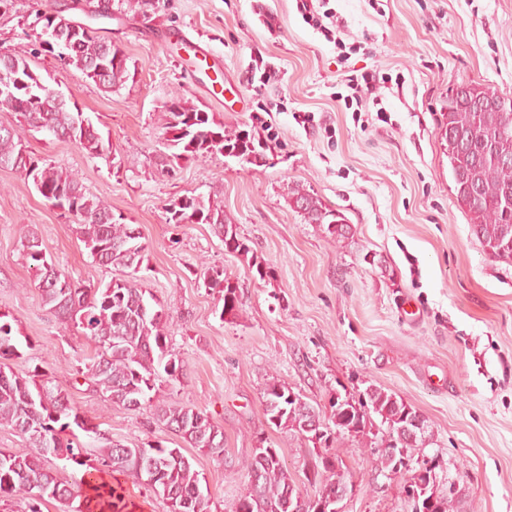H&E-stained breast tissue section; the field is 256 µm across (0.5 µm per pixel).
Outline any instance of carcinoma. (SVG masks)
I'll use <instances>...</instances> for the list:
<instances>
[{
    "instance_id": "carcinoma-1",
    "label": "carcinoma",
    "mask_w": 512,
    "mask_h": 512,
    "mask_svg": "<svg viewBox=\"0 0 512 512\" xmlns=\"http://www.w3.org/2000/svg\"><path fill=\"white\" fill-rule=\"evenodd\" d=\"M122 51L99 35L95 28L83 33L65 46L47 49L67 66L82 72L106 92L116 91L134 77L127 66L112 64V55ZM37 49L12 50L7 61L0 60L20 79L17 86L21 108L19 128L0 127V168L27 172L20 158L23 140L20 129L42 126L48 134L65 139L92 157L107 155L110 145L90 117L70 111L59 101L45 77L35 80L32 58ZM450 95L442 113V122L457 123L469 137L465 154L448 152V166L455 197L463 192L458 175H466L478 188V198L468 206L471 227L484 250L494 260L512 264V161L502 163L496 156L503 151L512 153V139L505 140V129L512 130V109H492L485 112H461L458 101ZM165 150L156 154L153 166L163 176H171L182 162L207 159L218 155L235 156L254 166L265 159L262 143L248 130L228 131L208 112L189 103L175 91L164 106ZM35 166L44 191L40 195L49 203L65 202L62 213L74 225L78 240L98 265L122 272L98 288H84L63 273L43 253L42 242L33 226L20 229L21 255L35 273L34 285L43 305L58 317L76 324L84 336L96 344L93 357L77 369L93 392L103 400L127 410H137L155 404L158 424L180 436L192 448L206 450L219 461L224 460V431L203 410L177 402H158L166 387L179 381L182 360L170 349V321L163 304L141 286L144 277L146 244L128 224L120 222L112 208L102 198L87 191L80 179L69 169L29 156ZM288 204L309 224L326 226V236L336 242L349 238L351 227L345 217L328 207L300 185L288 189ZM169 224H208L224 244V250L248 259L249 267L259 279L269 277L268 268L254 254L236 225L227 222L223 200L187 197L181 205L172 199L166 204ZM204 286L223 299L222 312L238 316L241 301L238 287L222 267H208ZM31 347L21 339L17 319L0 313V426L10 427L29 441L35 453H0V499L22 496L29 500V512H40V503L53 499L61 512H131L133 504L105 479L114 472L127 473L137 480L153 479L152 491L168 504L169 512H211L209 503H200L205 478L194 467L192 459L179 448H167L160 443L143 448H122L110 445L96 448L94 443L104 438L99 426L81 418L68 390L57 380L36 367L26 375L6 369L4 361L23 356L22 349ZM292 391L276 377L266 381L262 389L265 425L286 429L301 436V413L288 400ZM369 414L360 415L358 409ZM409 405L396 394L370 386L346 412L331 404L334 429L326 432L319 443L312 444V457L323 469L316 472V483L328 488L345 478L343 459L338 450L347 436L371 437V455L380 471L390 477L396 473L395 460L380 450L390 429L397 426ZM68 451V461L87 466L90 487L62 481L46 466L49 456L59 449ZM95 453V463L86 465L85 455ZM259 467L257 494L252 499L246 488L241 499L250 501L251 512H292L288 489L296 480L288 471L282 456L261 465L251 457L247 473Z\"/></svg>"
}]
</instances>
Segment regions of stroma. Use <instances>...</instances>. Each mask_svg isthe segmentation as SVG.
I'll return each mask as SVG.
<instances>
[{
    "instance_id": "stroma-1",
    "label": "stroma",
    "mask_w": 512,
    "mask_h": 512,
    "mask_svg": "<svg viewBox=\"0 0 512 512\" xmlns=\"http://www.w3.org/2000/svg\"><path fill=\"white\" fill-rule=\"evenodd\" d=\"M66 0H14L0 16V50L23 41L37 12ZM329 35L306 24L296 0H158L146 15L103 20L138 71L114 93L45 53L33 61L52 87L108 133L110 155L28 130V152L72 170L143 236L144 288L173 321L170 346L183 374L172 400L200 408L224 432V458L185 447L158 425L151 406L109 404L73 383L96 345L41 302L19 250V225H34L57 267L95 288L113 270L93 261L71 224L23 172L0 169V312L33 343L9 362L69 385L71 401L128 448H184L207 481L212 512H235L245 465L268 438L294 478L304 476L309 444L262 429V386L273 375L321 410L338 394L374 385L422 414L439 460L438 497L457 477L461 512H512V265L490 259L450 187L440 129L452 84L466 80L512 94V0H329ZM203 36L224 83L215 99L200 86L194 58L172 32ZM271 67L268 82L252 65ZM374 75L361 111L348 109L350 71ZM181 91L226 129L253 131L267 164L217 156L185 163L176 177L151 162L162 147L161 115ZM314 120L298 125L295 113ZM301 185L342 213L352 231L332 243L288 204ZM219 193L224 215L270 269L260 280L247 260L225 252L206 224H170L165 206ZM223 267L238 285L235 319L205 288L202 269ZM364 437L346 439L349 512H410L400 481L380 472Z\"/></svg>"
}]
</instances>
